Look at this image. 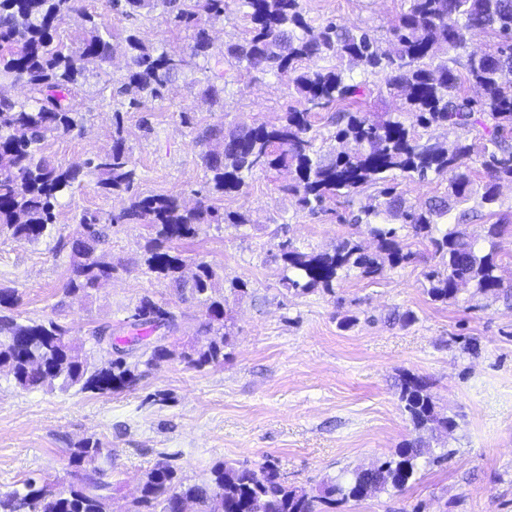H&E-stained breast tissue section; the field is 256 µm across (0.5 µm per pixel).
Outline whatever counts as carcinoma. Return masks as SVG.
Wrapping results in <instances>:
<instances>
[{
	"instance_id": "cac0c4a2",
	"label": "carcinoma",
	"mask_w": 512,
	"mask_h": 512,
	"mask_svg": "<svg viewBox=\"0 0 512 512\" xmlns=\"http://www.w3.org/2000/svg\"><path fill=\"white\" fill-rule=\"evenodd\" d=\"M112 10L122 14L160 12L176 28L193 30L189 57L201 58L206 76L203 98L215 104L224 88V63H234L249 74L288 79L300 96V107L285 113L278 124L247 127L227 132L210 130L199 141L222 137L220 153H207L210 187L222 195L240 191L244 174L266 168L288 167L295 173L288 190L303 208L314 213L339 198H352L369 185H380L383 209H368L374 217L386 215L403 221V236L389 224H375L370 233L377 241L374 254L365 252L351 238L341 240L331 253L302 252L290 243L281 244L288 286L308 292L333 290L334 283L352 272L375 279L386 269L412 260L410 240L427 239L435 248L438 264L424 274L427 294L446 303L458 294L455 280L466 282L479 294L503 298L512 308V287L504 286L501 264L494 248L484 252L479 241L493 243L509 220L481 224L475 232L465 225L469 212L459 213L457 223L441 229L437 219L448 213V201L437 198L425 207L405 206L396 186L395 173L425 180L448 175V197L459 203L476 193L472 164L480 165L487 181L481 202L497 201L503 180L512 181V144L501 131L512 128V0H406L407 10L382 41L365 28H348L329 20L319 28L308 24L300 0H111ZM235 7L249 19L248 36L224 47L222 57L212 60L206 27ZM73 13L85 25L75 45L57 40L60 23ZM486 30L495 41L484 56L468 52L471 32ZM119 40L127 57L123 91L132 95L129 105L139 107L164 99V93L188 62L164 47L146 43L135 33L115 34L101 20L80 9L78 0H0V78L23 82L29 91L25 102L0 96V235L37 242L55 224V207L80 176L78 168L49 164L40 156L50 136L66 134L79 125L78 90L86 73L109 62ZM334 56L340 63L320 67L316 61ZM445 56L438 64L434 59ZM313 66L304 68L303 61ZM465 68L468 80L485 91L473 99L460 91L456 66ZM358 68L379 76L388 90H399L403 102L397 113L371 119L351 112L360 84L350 72ZM338 104L336 113L344 126L336 132L339 143H349L329 160L323 159L310 135L313 111ZM449 125L474 131L473 139L460 138L450 146L423 139L416 128ZM87 174L110 194L129 195V206L109 224L140 220L153 228L148 242V269L170 280L181 293L203 303L206 337L179 353L161 340L143 335L154 312L171 316L169 330L177 328L176 316L163 305L144 297L128 317L130 336L125 343L141 347V359L130 363V353L117 347L107 328L91 333L94 345L104 352L90 359L83 346L70 342L58 321H25L15 314L19 298L13 288L0 287V370L6 369L15 384L32 390L61 381L64 388L112 393L136 384L140 365L151 367L174 357L201 369L224 363L229 345L226 299L213 296L218 278L214 268L197 264L192 279L183 275V260L170 253L166 243L192 238L202 224L245 223L235 213H221L202 201L189 208L173 195L142 196L133 192L136 170L132 166L121 125H116L111 147L85 163ZM82 238L72 243V277L66 293H87L112 278L116 267L95 257L105 242L101 219H79ZM400 407L415 437L404 440L392 456L373 469L357 468L347 476L327 479L308 492L286 485L274 466L265 462L222 461L200 482L180 474L169 462L157 463L142 480L139 496L127 512H181L188 502L193 512H331L339 505L361 501L380 493H401L415 481L420 462L433 465L448 454H436L424 434L456 426L455 416L436 410L427 378L402 375L397 385ZM104 454L102 443L86 439L70 449V460L79 464ZM68 485L30 477L20 486L0 490V512H107L112 483L103 474L68 472Z\"/></svg>"
}]
</instances>
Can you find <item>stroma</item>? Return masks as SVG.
Returning a JSON list of instances; mask_svg holds the SVG:
<instances>
[{
  "instance_id": "stroma-1",
  "label": "stroma",
  "mask_w": 512,
  "mask_h": 512,
  "mask_svg": "<svg viewBox=\"0 0 512 512\" xmlns=\"http://www.w3.org/2000/svg\"><path fill=\"white\" fill-rule=\"evenodd\" d=\"M82 5L115 31L138 33L176 55L187 52L188 31L159 13L121 15L109 0ZM301 6L312 26L332 20L383 39L406 8L404 0H301ZM126 66L118 50L103 69L88 73L79 93L81 123L48 138L43 154L59 167L81 165L111 146L119 126L137 173L135 192L175 195L190 207L206 195L219 210L245 217L239 226L200 225L194 239L170 244L185 259L186 273L201 262L218 272L216 291L232 316L229 357L202 369L174 358L144 370L132 388L107 394L56 384L24 390L0 373V489L29 477L65 480L70 448L91 437L112 454L109 512H126L161 461L196 481L224 460L268 461L288 486L308 491L389 457L412 438L396 395L400 375L410 372L430 379L439 411L463 413L455 430L429 440L451 458L423 467L402 493H381L336 512H512V309L468 287L456 301H431L423 273L434 259L426 241L413 244V263L377 279L353 274L330 292L288 288L282 242L330 252L351 237L375 251L367 226L355 217L381 203L378 187L326 213L298 205L286 190L294 175L285 169L253 172L229 196L211 193L203 154L220 142L200 144L197 136L277 123L298 106L295 89L229 68L224 102L212 106L202 98L205 76L191 63L163 100L133 107L119 92ZM184 112L190 124L182 123ZM127 205V196L103 193L85 177L61 197L50 236L33 243L0 238V286L16 289L21 318L55 319L89 352L93 328L124 335L127 317L147 296L178 317L168 344L196 340L204 309L148 272L145 246L155 232L142 222L109 226L97 254L114 265L111 280L87 295L66 294L79 216L104 220ZM242 282L246 294L235 295L233 286ZM407 313L412 322H402Z\"/></svg>"
}]
</instances>
